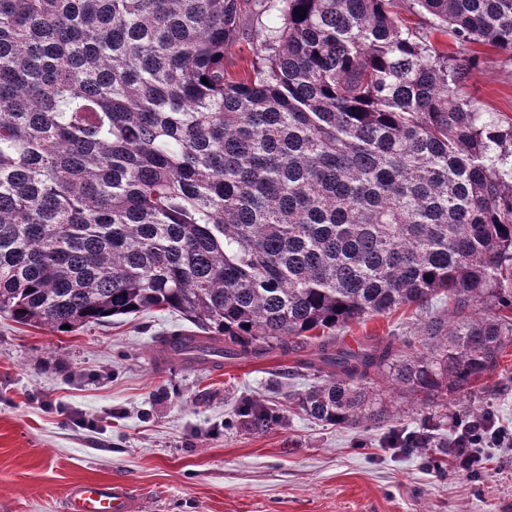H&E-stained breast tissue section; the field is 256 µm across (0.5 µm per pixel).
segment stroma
<instances>
[{"label": "stroma", "mask_w": 512, "mask_h": 512, "mask_svg": "<svg viewBox=\"0 0 512 512\" xmlns=\"http://www.w3.org/2000/svg\"><path fill=\"white\" fill-rule=\"evenodd\" d=\"M473 51L479 66L462 95L512 122V58ZM421 319L402 307L338 336L414 341ZM190 327L167 309L71 333L0 315V512H62L68 489L90 479L126 482L144 512H512V447L488 449L486 472L472 479L387 445L428 416L490 409L512 429V344L473 396L427 408L393 392L390 421L349 427L299 408L316 379L280 352L219 371L155 357L158 337ZM246 398L274 405L284 424L243 429L235 412ZM82 414L100 430L78 428ZM452 436L440 422L437 441Z\"/></svg>", "instance_id": "stroma-1"}]
</instances>
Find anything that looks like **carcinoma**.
I'll return each mask as SVG.
<instances>
[{
	"label": "carcinoma",
	"mask_w": 512,
	"mask_h": 512,
	"mask_svg": "<svg viewBox=\"0 0 512 512\" xmlns=\"http://www.w3.org/2000/svg\"><path fill=\"white\" fill-rule=\"evenodd\" d=\"M414 4L512 57V0ZM477 60L397 0H0V314L61 333L174 310L226 358L296 355L321 380L298 405L329 423L391 418L384 376L471 395L512 340V123L459 94ZM440 296L408 354L337 343ZM409 3V0L400 2L401 6L398 10L406 28H409L413 32H420L424 37L428 36V39L434 41L435 37L438 35L433 29L432 17L424 11L413 9L409 6ZM252 37L241 40L236 46L224 53V73L232 77L241 76L247 68L246 61L251 58Z\"/></svg>",
	"instance_id": "obj_1"
}]
</instances>
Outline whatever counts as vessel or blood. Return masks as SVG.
I'll use <instances>...</instances> for the list:
<instances>
[{
    "label": "vessel or blood",
    "mask_w": 512,
    "mask_h": 512,
    "mask_svg": "<svg viewBox=\"0 0 512 512\" xmlns=\"http://www.w3.org/2000/svg\"><path fill=\"white\" fill-rule=\"evenodd\" d=\"M64 512H141V503L121 482H81L70 488Z\"/></svg>",
    "instance_id": "vessel-or-blood-1"
}]
</instances>
